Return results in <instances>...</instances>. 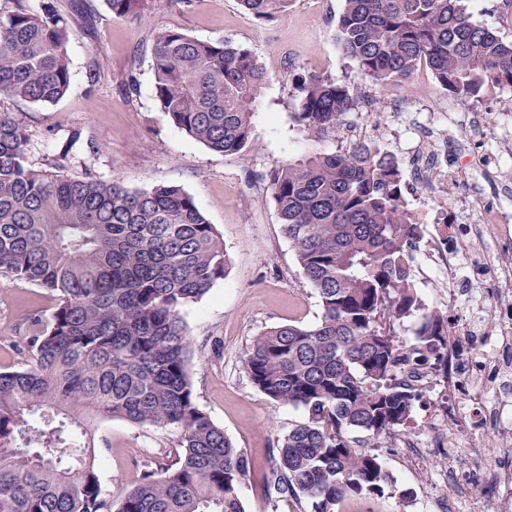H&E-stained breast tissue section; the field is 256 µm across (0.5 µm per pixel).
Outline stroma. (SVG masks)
I'll list each match as a JSON object with an SVG mask.
<instances>
[{"label":"stroma","instance_id":"obj_1","mask_svg":"<svg viewBox=\"0 0 512 512\" xmlns=\"http://www.w3.org/2000/svg\"><path fill=\"white\" fill-rule=\"evenodd\" d=\"M94 33H78L68 44L71 82L66 95L52 105L1 99L0 110L23 123L28 143L26 162L36 170L64 163L71 177L119 180L132 189L148 190L160 183L180 185L195 200L224 240L230 264L203 298L182 311L190 336L200 345L191 365L198 405L233 444L248 456L251 469L240 488L247 512H310V505L267 500L261 489L276 468V446L282 435L307 418L304 409L277 403L259 392L242 368L243 355L264 328L289 322L318 321V298L298 266L292 247L280 231L265 173L273 166L311 151L346 149L350 130L366 127V141L396 155L403 166L404 196L409 211L425 221L429 215L465 223L456 199L460 189L483 196L494 167L487 162L489 145H480L467 124L482 121L494 128L502 113H512V89L493 88L478 100L460 103L449 97L429 70L418 72L410 87L383 88L359 74L337 44V23L344 0H294L291 9L271 22L247 14L238 0H156L152 11L132 20L113 18L104 0H88ZM177 28L202 39H228L251 50L272 75L253 119L252 144L239 155H224L198 143L175 127L160 111L150 67L152 31ZM303 71L331 76L357 90L353 108L339 119L334 133L313 141L293 128L292 84L286 73ZM456 112L464 121L452 133L455 146L446 166L458 177L447 194L433 193L415 178L411 149L423 125L405 136L395 128L402 115ZM98 153H90L87 142ZM427 253L419 242L414 254L413 282L425 310L450 321L460 314L419 269ZM47 291L24 280L0 282V368L16 367L15 346L26 333L25 317L50 314ZM457 421L448 407L446 390L423 387L407 428L380 438L352 431L348 437L361 452L379 454L392 487L373 499L376 512H436L442 499L457 497L471 512H498L486 492L488 475L497 467L512 430L492 421L473 420L484 440L482 453L465 458L461 477L439 480V456L415 459L406 443L427 437ZM96 458L102 485L112 503H119L137 476V461L173 459L180 432L173 427L139 426L121 418L97 421Z\"/></svg>","mask_w":512,"mask_h":512}]
</instances>
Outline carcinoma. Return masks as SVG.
<instances>
[{"instance_id":"1","label":"carcinoma","mask_w":512,"mask_h":512,"mask_svg":"<svg viewBox=\"0 0 512 512\" xmlns=\"http://www.w3.org/2000/svg\"><path fill=\"white\" fill-rule=\"evenodd\" d=\"M271 21L293 0H239ZM467 0H345L341 53L381 87L408 85L427 65L458 101L488 86L512 88V41L472 20ZM0 12V99L49 105L68 91V43L92 34L84 0H22ZM134 20L152 0H105ZM161 112L212 151L242 153L272 76L230 40L176 29L151 35ZM292 121L321 140L352 109L348 86L315 73L293 78ZM20 120L0 111V279L25 280L52 297L49 317L26 318L17 368L0 370V512H105L94 423L123 418L180 430L166 464H140L116 512H246L239 496L249 461L197 404L193 341L181 316L228 270L224 242L181 186L133 190L119 180L76 179L62 167L26 165ZM281 232L319 298L311 325L270 326L243 359L268 398L306 410L278 441L268 499L336 512L392 486L380 457L352 448L347 433L390 435L408 424L418 387L406 371L448 372L453 327L422 315L415 343L397 327L421 310L411 249L424 224L407 209L398 158L372 142L314 152L269 170Z\"/></svg>"}]
</instances>
